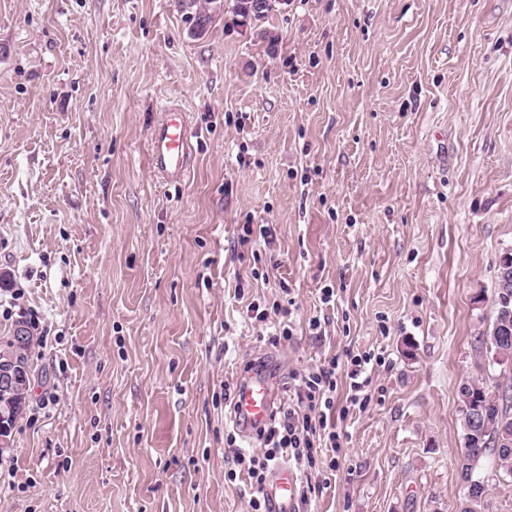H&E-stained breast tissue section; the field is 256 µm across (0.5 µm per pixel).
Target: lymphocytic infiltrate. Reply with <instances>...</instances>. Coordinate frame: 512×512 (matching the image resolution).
Instances as JSON below:
<instances>
[{"label":"lymphocytic infiltrate","instance_id":"f902f5d3","mask_svg":"<svg viewBox=\"0 0 512 512\" xmlns=\"http://www.w3.org/2000/svg\"><path fill=\"white\" fill-rule=\"evenodd\" d=\"M295 404L280 407L258 432L260 446L246 451L236 448L235 436L228 444L235 451L230 459L229 479L244 480L250 495L251 512H269L264 487L270 467L288 461L299 471L316 464L318 454L332 452L329 470H336L335 455L341 448L336 431L337 379L335 364L295 374Z\"/></svg>","mask_w":512,"mask_h":512}]
</instances>
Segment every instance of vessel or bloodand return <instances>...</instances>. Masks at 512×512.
Here are the masks:
<instances>
[{
	"mask_svg": "<svg viewBox=\"0 0 512 512\" xmlns=\"http://www.w3.org/2000/svg\"><path fill=\"white\" fill-rule=\"evenodd\" d=\"M152 166L171 180L181 179L187 172L192 152L191 135L185 112L167 108L161 122L150 137ZM276 392L273 380L264 369L249 372L235 385L232 404L234 423L262 428L273 413ZM298 476L288 465L278 463L271 467L265 485V494L272 512H295Z\"/></svg>",
	"mask_w": 512,
	"mask_h": 512,
	"instance_id": "vessel-or-blood-1",
	"label": "vessel or blood"
}]
</instances>
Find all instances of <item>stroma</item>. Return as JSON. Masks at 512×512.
I'll return each instance as SVG.
<instances>
[{
	"mask_svg": "<svg viewBox=\"0 0 512 512\" xmlns=\"http://www.w3.org/2000/svg\"><path fill=\"white\" fill-rule=\"evenodd\" d=\"M191 28L172 0H0V338L38 317L31 398L57 399L0 450V512H249L225 380L266 367L284 405L364 351L384 364L312 512H457L459 387L512 385L475 368L512 249V0ZM171 104L198 138L175 183L148 153ZM287 295L293 338L262 340L243 301L276 321Z\"/></svg>",
	"mask_w": 512,
	"mask_h": 512,
	"instance_id": "stroma-1",
	"label": "stroma"
}]
</instances>
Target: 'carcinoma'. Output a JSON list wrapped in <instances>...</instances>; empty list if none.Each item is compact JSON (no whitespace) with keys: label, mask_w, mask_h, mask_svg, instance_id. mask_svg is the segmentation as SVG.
<instances>
[{"label":"carcinoma","mask_w":512,"mask_h":512,"mask_svg":"<svg viewBox=\"0 0 512 512\" xmlns=\"http://www.w3.org/2000/svg\"><path fill=\"white\" fill-rule=\"evenodd\" d=\"M177 10L189 15L191 33H205L213 14L222 10L232 13L242 25H258L269 21L279 10L281 0H174ZM495 315L487 335L481 340L479 358L492 364L512 362V251L499 256L498 277L494 295ZM31 342L16 349L12 339L0 345V360L15 357L20 366L21 380L15 394L0 390V423L12 430L15 421L25 409L31 395V368L29 349ZM462 428L466 452L458 458V466L465 483L466 493L460 512H487V488L477 470L481 463L492 458L503 474L512 477V398L507 393L490 395L476 381L461 384Z\"/></svg>","instance_id":"1"}]
</instances>
